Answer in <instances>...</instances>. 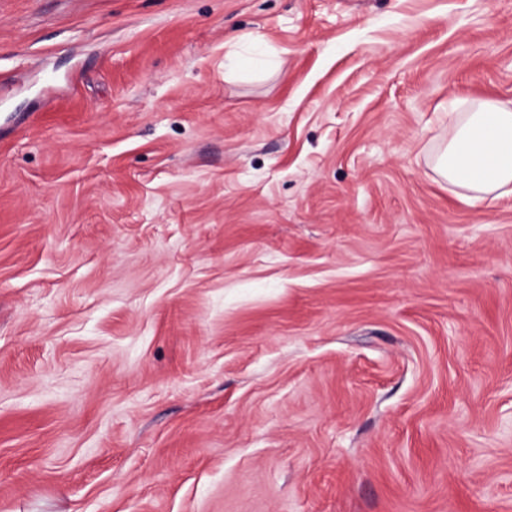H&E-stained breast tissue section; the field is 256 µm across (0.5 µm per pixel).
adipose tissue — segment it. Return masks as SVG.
Segmentation results:
<instances>
[{
	"instance_id": "1",
	"label": "adipose tissue",
	"mask_w": 512,
	"mask_h": 512,
	"mask_svg": "<svg viewBox=\"0 0 512 512\" xmlns=\"http://www.w3.org/2000/svg\"><path fill=\"white\" fill-rule=\"evenodd\" d=\"M434 169L471 198L512 195V109L489 100L464 101Z\"/></svg>"
}]
</instances>
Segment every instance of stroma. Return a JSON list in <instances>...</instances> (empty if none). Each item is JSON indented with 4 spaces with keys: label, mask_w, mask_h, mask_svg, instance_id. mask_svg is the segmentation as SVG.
<instances>
[{
    "label": "stroma",
    "mask_w": 512,
    "mask_h": 512,
    "mask_svg": "<svg viewBox=\"0 0 512 512\" xmlns=\"http://www.w3.org/2000/svg\"><path fill=\"white\" fill-rule=\"evenodd\" d=\"M512 0H0V512H512ZM460 108L434 157L435 171L471 199L512 195V110L489 100L463 101Z\"/></svg>",
    "instance_id": "35a3bbf8"
}]
</instances>
